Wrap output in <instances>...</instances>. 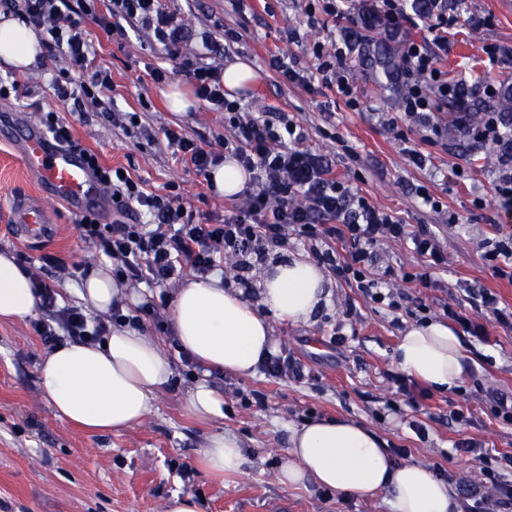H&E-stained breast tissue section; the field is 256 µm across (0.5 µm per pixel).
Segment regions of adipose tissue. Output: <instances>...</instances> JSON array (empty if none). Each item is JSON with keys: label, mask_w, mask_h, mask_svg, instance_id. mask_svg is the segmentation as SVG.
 <instances>
[{"label": "adipose tissue", "mask_w": 512, "mask_h": 512, "mask_svg": "<svg viewBox=\"0 0 512 512\" xmlns=\"http://www.w3.org/2000/svg\"><path fill=\"white\" fill-rule=\"evenodd\" d=\"M42 55L39 35L16 18H0V62L30 68ZM328 278L308 259L268 263L259 283V302L225 287L220 274L187 278L176 289L168 319L179 348L200 364L204 377L185 395L189 415L212 421L224 416V396L208 381L209 371L254 374L275 350L272 319L309 323L330 304ZM78 298L101 317L146 304L144 294L118 285L108 266L88 269ZM39 306L29 274L13 253L0 250V321L31 317ZM397 366L440 392L460 386L467 367L459 337L448 324L432 320L407 328L394 353ZM42 394L58 417L94 433L120 431L142 423L155 394L173 376V363L157 337L117 326L90 345L64 342L39 365ZM247 462L240 438L223 430L211 434L200 457L217 476L242 473ZM280 485L327 488L368 500L388 495L390 512H458L449 484L425 466L396 463L383 441L350 419H311L293 429L277 473Z\"/></svg>", "instance_id": "ef3b65f1"}]
</instances>
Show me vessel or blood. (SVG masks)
<instances>
[{"instance_id":"obj_1","label":"vessel or blood","mask_w":512,"mask_h":512,"mask_svg":"<svg viewBox=\"0 0 512 512\" xmlns=\"http://www.w3.org/2000/svg\"><path fill=\"white\" fill-rule=\"evenodd\" d=\"M0 136L12 141L25 172L39 193L11 202L9 220L20 236L43 241L53 221L51 202L65 203L80 214L97 208L101 187L83 156L59 149L41 129L20 120L0 122Z\"/></svg>"}]
</instances>
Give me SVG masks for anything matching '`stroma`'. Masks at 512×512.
<instances>
[{"label": "stroma", "mask_w": 512, "mask_h": 512, "mask_svg": "<svg viewBox=\"0 0 512 512\" xmlns=\"http://www.w3.org/2000/svg\"><path fill=\"white\" fill-rule=\"evenodd\" d=\"M170 9L188 11L197 28L231 27L239 41L224 54L225 61L242 59L258 70L259 79L242 95L246 112L272 105L311 135L313 148L336 156V171L358 186L378 207L393 211L407 224H429L440 232L448 253V268L439 277L449 289L479 284L495 292L501 305L512 308V282L495 278L484 255L501 235L495 227L505 216L491 192L495 174L493 154L484 150L471 161L467 142L453 131L455 109L439 113L448 125L445 147L422 144L416 130L398 139L383 124V113L397 109L395 74L401 56L392 43L373 40L365 56L355 63L354 77L359 110H351L336 90L316 86L306 90L286 85L269 70L264 59L279 51L299 56L309 64L314 41H325L328 31L306 25L303 0H197L187 9L184 0H166ZM449 12L491 17L490 26L478 31L452 29L451 46L442 70L452 79L483 75L512 83V55L487 68L484 46L512 48V10L500 0H450ZM295 38L286 41V30ZM102 66L112 75V95L125 112L140 111L141 99L152 107V130L175 124L205 148H217L226 134L222 113L198 103L195 110L177 114L167 106L161 88L153 84L144 65L163 63V55L149 56L137 39L126 41L100 37L96 47ZM62 56L44 52L36 67L23 73L31 100L40 101L42 112H26L40 123L43 111L61 113L74 137L96 152L109 166H125L145 181L149 190L165 193L176 184L197 219L223 210L229 199L211 192L201 177L171 152L147 140L126 138L112 130L107 113L88 109L64 111L50 85L63 68ZM336 140L326 139V132ZM420 148L432 164L418 169L409 164L405 146ZM467 170L464 178L452 175L453 167ZM425 186L442 207L434 212L420 207L415 189ZM12 146L0 138V213L13 198L36 195ZM55 230L39 245H26L10 226L0 222V249L22 253L32 266L43 267L41 257L63 259L64 268H43L44 279L59 292L64 304H78L75 293L79 276L70 265L96 264L100 257L79 237L77 217L62 203L53 204ZM331 304L315 322L302 325L274 321V341L284 353L295 356L311 371L310 380L291 383L256 373L240 376L212 373V385L224 395V418L203 423L188 416L183 401L198 376L185 365L168 327H157L156 317H167L161 289H152L149 304L139 311L145 331L161 339L171 357L175 376L158 392L153 410L140 425L110 434L81 431L57 417L45 401L38 380V365L47 352L30 321L0 322V512H160L172 494L199 501L201 512H389L386 494L363 500L324 491L286 488L277 481L280 458L288 446L292 428L315 418H346L370 427L386 448H404L407 463L426 465L434 475L454 488L461 512H477L486 506L482 486L485 461L497 453H512V426L490 412L493 392L512 394V330L497 324L490 313L480 315L489 334L480 340L467 333L459 338L470 372L462 392L445 394L425 389L416 404H408L394 375L399 369L393 352L402 332L415 325L409 313L410 298H420L429 319L440 311L436 292L416 283L402 282L408 300L392 309L365 299L337 275H330ZM471 415L470 425L449 418L451 408ZM221 429L235 432L248 450L243 473L230 479L209 474L198 464L207 438ZM481 444L484 459L457 453L460 439Z\"/></svg>", "instance_id": "1"}]
</instances>
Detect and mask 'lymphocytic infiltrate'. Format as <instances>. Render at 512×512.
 <instances>
[{
	"label": "lymphocytic infiltrate",
	"mask_w": 512,
	"mask_h": 512,
	"mask_svg": "<svg viewBox=\"0 0 512 512\" xmlns=\"http://www.w3.org/2000/svg\"><path fill=\"white\" fill-rule=\"evenodd\" d=\"M103 11H95L88 0H0V6L20 11L27 24L41 30L66 61L52 77L51 86L63 106L77 110L85 105L111 112L112 78L96 62L91 33L84 25L93 16L106 36L122 39L137 36L143 47L161 49L175 61V70L154 67L149 75L154 84L165 83L172 72L186 76L199 100L211 110L223 113L231 135L223 152L205 149L183 130L163 131L166 148L180 153L184 163L197 175L209 176L224 156H231L248 173L244 188L235 194L223 215L196 221L176 190L165 194L146 192L141 181L121 175L119 168L102 165L92 150L81 149L69 125L48 112L46 132L61 147L82 150L92 171L111 200L112 221L98 223L95 215H81L77 229L81 238L93 244L112 262L118 283L133 280L154 288L175 287L185 277L202 278L234 260V284L249 288L248 273L273 250L284 247L295 235L315 243L320 262L342 277L364 297L381 302L392 288L391 270L374 271V258L387 242L408 244L421 270L414 279L423 287L443 290L435 273L448 263V255L438 234L427 224L410 226L362 195L357 187L336 174V161L307 148L308 132L288 120L284 113L269 109L255 117L242 113L237 101L224 91L222 56L227 44L240 34L232 28L221 34L209 30L192 31L180 12L169 9L165 0H102ZM307 24L324 27L326 22L344 25L341 41L314 42L310 65H300L296 57L270 55L267 66L284 82L306 89L314 84L336 88L351 109H358L355 95L353 56L357 31L371 32L403 45V77L399 111L388 125H413L421 141L442 144L448 136L437 112L442 101H452L457 109L455 124L462 130L472 151L492 149L496 155L494 197L512 212V118L490 111L473 117L469 100L474 89L491 98L512 96V87L503 88L484 78L474 82L448 81L439 77L436 62L448 54V30L457 18L448 12V0H321L304 9ZM425 35L414 38L413 30ZM200 48H193V41ZM112 126L125 129V115L111 112ZM30 279L42 308L51 319L34 322L33 329L43 345L86 343L106 335L103 321H90L77 306H57L56 292L40 271Z\"/></svg>",
	"instance_id": "obj_1"
}]
</instances>
